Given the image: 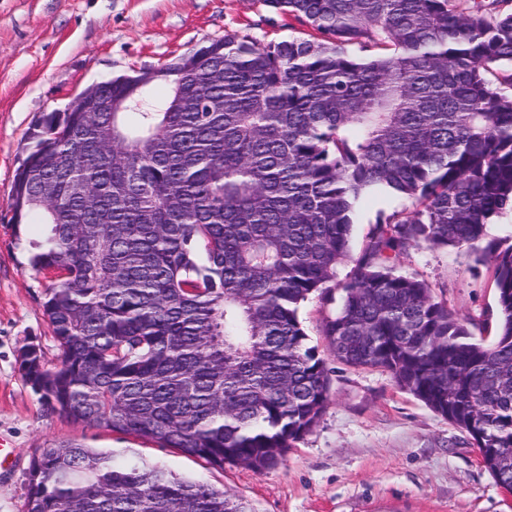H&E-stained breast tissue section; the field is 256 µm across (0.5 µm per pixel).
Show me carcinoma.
<instances>
[{
	"mask_svg": "<svg viewBox=\"0 0 512 512\" xmlns=\"http://www.w3.org/2000/svg\"><path fill=\"white\" fill-rule=\"evenodd\" d=\"M266 2L315 37L228 34L34 125L10 207L43 227L34 269L60 277L43 302L60 354L35 368L41 397L212 466L271 469L329 403L299 308L339 289L323 324L336 361L389 372L512 493V246L481 245L512 210V74L488 78L512 67V0ZM380 187L411 205L355 254L356 205ZM424 246L489 257L493 341L398 270ZM27 512L253 508L68 441L32 460Z\"/></svg>",
	"mask_w": 512,
	"mask_h": 512,
	"instance_id": "cac0c4a2",
	"label": "carcinoma"
}]
</instances>
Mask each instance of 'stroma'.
Here are the masks:
<instances>
[{
    "mask_svg": "<svg viewBox=\"0 0 512 512\" xmlns=\"http://www.w3.org/2000/svg\"><path fill=\"white\" fill-rule=\"evenodd\" d=\"M234 33L265 43L309 30L265 0H0V445L11 452L0 469V512H26L32 458L41 448L74 440L164 464L248 500L255 512H512V496L479 464L468 435L381 369L329 360L330 402L319 423L281 464L261 474L240 465L214 467L154 441L71 421L25 381L18 355L26 346L36 345L46 366L58 357L42 307L53 280L29 262V243L41 228L19 229L11 221L20 150L33 125L94 84L160 66ZM402 205L385 189L365 194L355 242L379 213ZM398 267L424 279L467 319L475 338H492L499 316L489 259L433 247L408 250ZM339 298L316 294L300 311L310 345L323 355L322 322Z\"/></svg>",
    "mask_w": 512,
    "mask_h": 512,
    "instance_id": "1",
    "label": "stroma"
}]
</instances>
